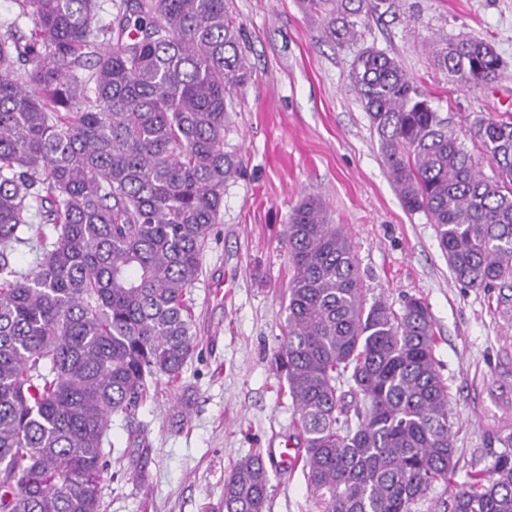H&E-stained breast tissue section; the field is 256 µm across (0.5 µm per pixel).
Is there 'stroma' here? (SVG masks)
<instances>
[{
    "instance_id": "35a3bbf8",
    "label": "stroma",
    "mask_w": 512,
    "mask_h": 512,
    "mask_svg": "<svg viewBox=\"0 0 512 512\" xmlns=\"http://www.w3.org/2000/svg\"><path fill=\"white\" fill-rule=\"evenodd\" d=\"M229 11L253 71L224 137L242 171L224 188L191 289L193 356L176 384L160 381L139 407L145 441L130 442L122 416L112 418L104 512H224L225 476L259 448L267 512H312L301 469L284 468L274 452L296 414L271 365L293 274L287 224L308 196L345 226L367 300L397 309L414 296L429 307L459 463L416 512H448L451 487L491 462L488 431L512 423V287L456 281L429 218L402 208L349 72L373 46L400 62L457 132L482 115L512 118V0H396L342 47L321 39L300 0H230ZM461 35L495 48L500 79L466 90L435 65L434 42Z\"/></svg>"
}]
</instances>
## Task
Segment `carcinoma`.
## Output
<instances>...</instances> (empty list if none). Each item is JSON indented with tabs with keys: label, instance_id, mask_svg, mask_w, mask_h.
<instances>
[{
	"label": "carcinoma",
	"instance_id": "1",
	"mask_svg": "<svg viewBox=\"0 0 512 512\" xmlns=\"http://www.w3.org/2000/svg\"><path fill=\"white\" fill-rule=\"evenodd\" d=\"M302 3L338 47L394 7ZM111 4L103 21L99 0H16L0 19V512H101L111 417L139 433L150 383L177 382L192 356L188 290L240 172L224 133L252 70L229 0ZM435 61L465 89L501 75L482 40L449 41ZM350 79L402 206L429 217L455 279L511 283L512 119L469 128L489 176L398 60L365 47ZM287 235L273 364L316 512H414L458 465L429 307L366 305L350 236L320 200L295 208ZM21 244L28 273L10 263ZM490 443L500 451L454 487L451 512H512V426ZM269 482L262 453L245 457L224 512H266Z\"/></svg>",
	"mask_w": 512,
	"mask_h": 512
}]
</instances>
